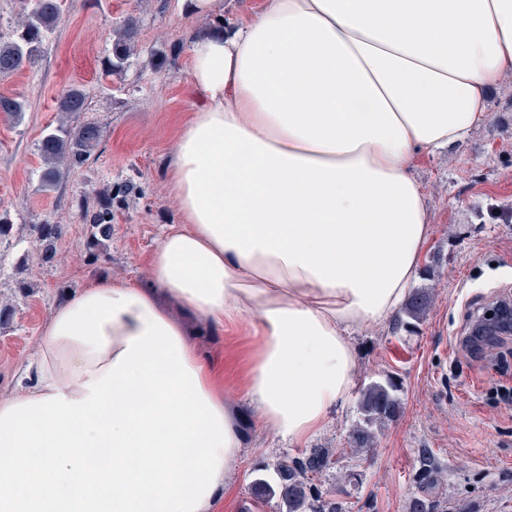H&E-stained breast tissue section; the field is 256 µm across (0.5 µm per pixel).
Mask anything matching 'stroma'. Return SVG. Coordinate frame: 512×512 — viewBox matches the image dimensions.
<instances>
[{"label":"stroma","mask_w":512,"mask_h":512,"mask_svg":"<svg viewBox=\"0 0 512 512\" xmlns=\"http://www.w3.org/2000/svg\"><path fill=\"white\" fill-rule=\"evenodd\" d=\"M63 3L61 24L39 61L0 78V95L24 97L29 105L20 124L0 117V213L14 225L0 241V301L16 306L10 328L0 329L4 397L15 390L19 369L35 352L40 328L57 304L100 277L147 282L152 252L178 221L165 161L194 109L190 49L204 17L189 12L184 0ZM129 15L140 21L133 63L123 73L104 75L112 29ZM162 56L169 58V70L156 67ZM71 86L85 91V116L102 125L105 137L84 165L46 190L36 145L57 123L56 97ZM487 111L486 122L466 142L412 159L411 171L428 196L431 225L421 263L438 275L414 282L434 289V303L419 326L395 332L386 324L354 336L356 389L388 374L403 386L401 412L379 433L371 461L346 450L348 431L359 418L356 390L319 434L281 443L255 426L233 376L243 338L218 329L198 336L200 352L224 377L225 399L241 412L244 445L230 471L228 512H274L254 503L259 469L317 448L337 451L317 481L345 512H408L409 500L422 492L417 470L423 450L439 479L432 495L448 512H512V335L490 351L464 341L472 319L512 300V79L490 91ZM121 183L132 190L112 210L108 258L89 263V226L78 203ZM47 219L63 224L64 236L57 260L42 266L33 256L30 227ZM23 278L31 283L24 294L17 288Z\"/></svg>","instance_id":"obj_1"}]
</instances>
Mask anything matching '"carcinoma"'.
I'll return each instance as SVG.
<instances>
[{
  "mask_svg": "<svg viewBox=\"0 0 512 512\" xmlns=\"http://www.w3.org/2000/svg\"><path fill=\"white\" fill-rule=\"evenodd\" d=\"M63 16L62 0H23V9L16 22L14 34L0 39V77H7L25 65L36 63L44 49L47 35L59 25ZM139 20L124 18L112 30L110 54L104 73L120 74L131 65L139 35ZM86 111V96L82 89L70 87L56 98V112L72 117ZM26 102L18 97L0 96V115L12 123L22 121ZM104 137L103 127L95 121L71 125L63 121L49 127L37 144L41 159L40 184L53 189L62 183L69 171L83 165L98 149ZM130 185L118 192L107 188L95 194L94 200L83 199L79 204L81 217L90 225L86 241L87 254L97 262L107 256L108 242L112 238L113 196L126 194ZM37 254L41 264H48L57 256L58 243L64 234V225L46 220L31 225ZM427 288L414 291L404 304L397 326L409 328L424 321L432 303ZM401 387L392 378L373 380L359 392L357 410L359 420L349 431L350 451L359 457L372 453L377 430L393 420L400 412ZM334 460L327 448L313 451L305 458L281 456L272 465L277 482L270 483L264 476L254 482L255 498L262 502L278 499V512H343L340 503L328 499L314 482V475L326 470ZM435 479V468L427 452L419 457L418 480L430 485Z\"/></svg>",
  "mask_w": 512,
  "mask_h": 512,
  "instance_id": "obj_1",
  "label": "carcinoma"
}]
</instances>
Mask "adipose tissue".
Listing matches in <instances>:
<instances>
[{
    "instance_id": "1",
    "label": "adipose tissue",
    "mask_w": 512,
    "mask_h": 512,
    "mask_svg": "<svg viewBox=\"0 0 512 512\" xmlns=\"http://www.w3.org/2000/svg\"><path fill=\"white\" fill-rule=\"evenodd\" d=\"M512 77V0H261L191 45L167 159L180 217L149 286L93 280L0 396V512H222L238 413L201 328L250 338L258 426L307 440L396 314L430 233L416 152L451 147Z\"/></svg>"
}]
</instances>
